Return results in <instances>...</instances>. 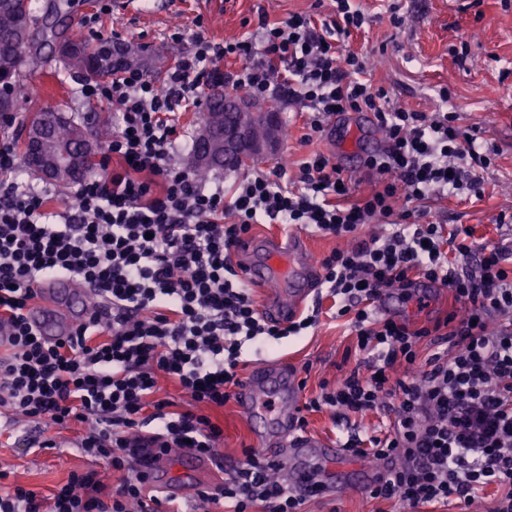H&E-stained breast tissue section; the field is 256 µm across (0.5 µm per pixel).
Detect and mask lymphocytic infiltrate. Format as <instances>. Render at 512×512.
I'll list each match as a JSON object with an SVG mask.
<instances>
[{
    "label": "lymphocytic infiltrate",
    "instance_id": "f902f5d3",
    "mask_svg": "<svg viewBox=\"0 0 512 512\" xmlns=\"http://www.w3.org/2000/svg\"><path fill=\"white\" fill-rule=\"evenodd\" d=\"M365 21L351 0H336L320 20L273 19L261 8L241 41L175 32L190 47L163 80L129 67L82 84L83 101L112 106L119 122L96 175L77 182L61 209L54 194L20 187L17 144L0 138V408L48 430L77 425V448L105 463L71 472L47 492L9 482L0 466V512H171L149 504L142 459L185 451L223 459L224 429L207 410L240 386L244 349L316 322L312 314L268 320L236 275L231 255L256 224H300L347 242L320 259L322 283L369 359L322 383L308 406L342 419L386 409L384 437L344 443L389 462L371 497L406 512L450 500L468 512L491 487V512H512V321L490 325L512 314V250L475 246L461 224L447 230L412 219L414 205L478 187L491 160L456 113L397 105L367 79L362 54L346 45ZM227 59L240 63L229 74L220 67ZM223 82L255 100L279 96L306 109L312 136L340 115L371 113L388 144L364 160L374 190L353 197L343 167L321 153L293 178L278 164L206 188L173 158L175 111ZM367 224L383 230L361 236ZM61 275L83 282L91 312L67 339L49 343L26 314L34 284ZM420 280L446 287L462 311L419 327L378 317L382 293L412 299ZM425 340L434 351L424 358ZM399 362L409 368L401 378L392 374ZM162 376L187 405L157 398ZM279 469L250 452L229 482L200 493L199 512H300L317 490L288 486Z\"/></svg>",
    "mask_w": 512,
    "mask_h": 512
}]
</instances>
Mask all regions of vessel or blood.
Returning a JSON list of instances; mask_svg holds the SVG:
<instances>
[{"mask_svg":"<svg viewBox=\"0 0 512 512\" xmlns=\"http://www.w3.org/2000/svg\"><path fill=\"white\" fill-rule=\"evenodd\" d=\"M254 244L245 241L240 248L245 258L239 264L243 278L252 284L271 287L290 285L288 304L279 308L277 320L284 323L295 318L309 295L308 288L316 280L319 269L306 238L300 234H277L268 237L261 258H253ZM36 304L29 315L32 326L46 339L54 341L69 336L75 323L87 314L86 290L75 277L66 275L37 284ZM300 397V384L295 372L277 365L253 371L238 396L241 410L249 418L258 446H280L287 456L288 476L299 484L323 483L320 463L333 461L338 466L337 484L348 481L345 451L320 437L295 432L293 416ZM183 473L167 479L163 464L152 461L148 471L153 490L167 499L194 498L199 484L215 479V461L195 453L180 460Z\"/></svg>","mask_w":512,"mask_h":512,"instance_id":"vessel-or-blood-1","label":"vessel or blood"}]
</instances>
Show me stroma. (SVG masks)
<instances>
[{
  "mask_svg": "<svg viewBox=\"0 0 512 512\" xmlns=\"http://www.w3.org/2000/svg\"><path fill=\"white\" fill-rule=\"evenodd\" d=\"M314 0H164L151 20L139 14H104L100 0H33L39 11L59 5L67 28L80 31L84 41L97 43L99 37L119 34L121 42L141 47L151 63L149 73L163 79L188 48V41L172 40L175 26L192 25L203 18L208 37L239 39L243 22L253 18L257 7L272 16L287 17L308 13ZM367 22L354 32L349 46L365 56L371 77L387 87L395 103L428 114L454 112L462 126L474 129L487 151L491 164L481 170L479 192L469 190L459 196L430 203L427 221L461 224L470 228L479 246L512 241V222L503 224L500 214H512V0H403L400 27L390 22L388 0H356ZM62 65L49 53L28 57L21 68V80L29 88L25 111L57 108L77 116L90 130L102 124L117 126L118 116L110 107L83 103L77 93V74L59 77ZM279 121L288 130L275 155L254 160L250 170H266L274 162L286 163L289 173L312 152L338 159L342 150H355L380 137L376 127L354 130L345 145H338L332 130H325L308 145H301L305 115L299 107L280 102ZM334 300L320 299L319 321L305 335L281 340L274 348L257 354L245 349L240 377L270 360L293 365L305 379L304 399L318 395L322 381H336L349 371L344 361L356 337L346 319L334 317ZM448 309V291L432 287L420 299L400 301L397 320L423 323L443 315ZM224 427V463L236 470L246 461L245 451L255 440L249 424L235 402L214 410ZM309 433L344 442L348 435H380L389 419L383 411L342 420L332 410L304 411ZM38 434L34 424L21 420L0 429V459L11 465L10 478L22 485L50 490L66 482L71 471L88 466L72 443L71 430L56 433L58 450L32 452L27 448ZM387 503L373 499L357 484L337 488L334 496L306 501L305 512H386Z\"/></svg>",
  "mask_w": 512,
  "mask_h": 512,
  "instance_id": "35a3bbf8",
  "label": "stroma"
}]
</instances>
